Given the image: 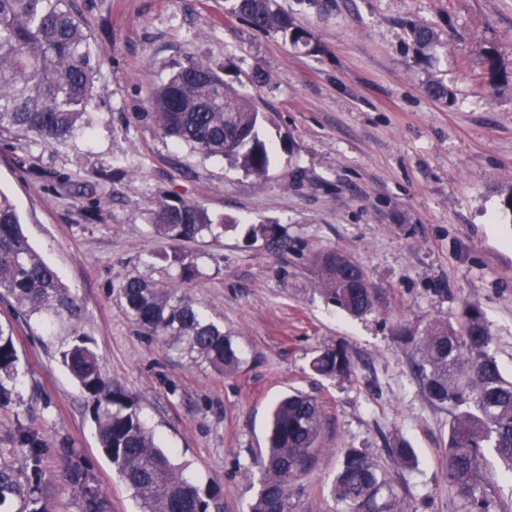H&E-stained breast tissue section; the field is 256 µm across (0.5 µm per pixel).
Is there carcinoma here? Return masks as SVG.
Segmentation results:
<instances>
[{"label":"carcinoma","mask_w":512,"mask_h":512,"mask_svg":"<svg viewBox=\"0 0 512 512\" xmlns=\"http://www.w3.org/2000/svg\"><path fill=\"white\" fill-rule=\"evenodd\" d=\"M228 11L251 28L276 34L292 44L313 49L311 31L272 0H227ZM408 38L424 56L440 41L432 27L412 21ZM100 53L71 8V0H0V133L30 135L45 146L88 132L93 124L92 100ZM428 94L451 99L448 86L433 79ZM147 113L166 138L188 146L206 158H222L257 179L270 166V150L260 136L264 119L255 102L208 63L188 60L175 66L151 94ZM147 221L157 235L177 247L214 235L224 219L203 205L177 196L154 200ZM272 250L288 249L278 224L249 229ZM175 271L149 280L128 276L120 295L130 321L146 336L162 341L170 351L194 364H207L219 374L236 371L240 351L224 325L207 318L182 285L199 274L188 256L162 253ZM320 287L326 298L354 316L373 310L374 292L364 270L356 265L346 276L336 270V251L320 252ZM0 297L14 302L18 315L46 324L70 327L71 344L60 360L86 394L93 411L99 444L122 481L140 501L143 512H224L221 489L201 487L187 479L182 467L157 443L145 425L136 398L103 372L97 353L81 331L82 309L77 297L28 244L12 201L0 192ZM414 345L415 367L426 398L449 409L444 460L448 486L459 499L460 512L505 510L485 493L488 453L512 478V379L490 353L492 336L484 313L467 305L455 322L435 321L420 336L404 337ZM14 328L0 323V376L17 372ZM325 377H344L352 362L342 346H327L311 362ZM323 409L312 396L295 391L278 399L269 411L267 447L260 461L259 489L249 512H294V477L312 461L322 428ZM27 465L0 462V506L18 504L17 512H46L36 507L44 495L36 480L42 448L34 434L19 435ZM399 465L411 467L415 450L405 441L389 449ZM73 483L81 487L84 512H107L108 504L90 489L88 474L76 465ZM331 498L346 512H409L385 469L365 450L346 448L330 487Z\"/></svg>","instance_id":"obj_1"}]
</instances>
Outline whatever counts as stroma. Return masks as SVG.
Here are the masks:
<instances>
[{
    "instance_id": "obj_1",
    "label": "stroma",
    "mask_w": 512,
    "mask_h": 512,
    "mask_svg": "<svg viewBox=\"0 0 512 512\" xmlns=\"http://www.w3.org/2000/svg\"><path fill=\"white\" fill-rule=\"evenodd\" d=\"M278 3L313 32L315 50L252 30L224 0H73L101 54L93 127L48 147L1 134L0 190L30 246L77 295L106 375L138 398L185 476L220 486L224 512H248L269 408L293 389L324 410L319 451L295 481V512H336L329 488L346 448L366 449L412 512H460L443 461L450 416L425 397L403 336L476 304L512 375V212L503 204L512 85L486 89L491 55L512 82V0H336L324 13L306 0ZM409 20L440 31L430 59L418 60ZM189 59L229 68L265 113L273 158L264 179L173 144L143 120L151 88ZM259 69L267 81H255ZM432 76L451 103L427 94ZM108 167L115 177L97 180ZM170 194L235 223L183 249L200 270L187 293L240 347L232 374L138 335L124 310V277L163 274L157 255L167 246L145 211ZM93 202L97 221L85 216ZM253 224L280 225L287 251L248 238ZM333 249L364 269L378 296L371 313L351 316L320 292L314 256ZM0 322L13 324L19 357L17 376L0 386V461L22 462L18 435L35 432L52 512H82L76 464L110 512H142L58 360L67 328L15 318L6 299ZM329 345L347 350L350 376L312 371ZM397 439L415 448L417 466L394 464L387 446Z\"/></svg>"
}]
</instances>
